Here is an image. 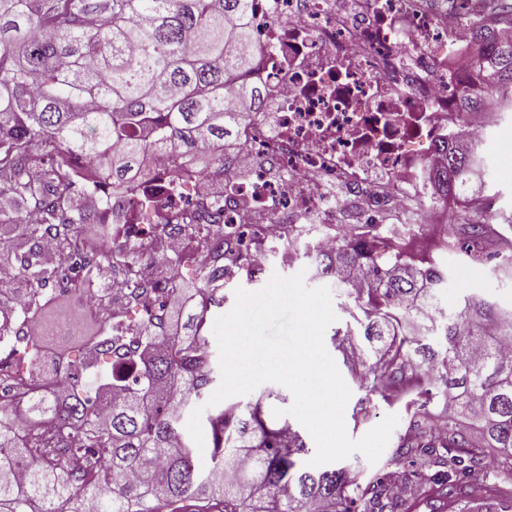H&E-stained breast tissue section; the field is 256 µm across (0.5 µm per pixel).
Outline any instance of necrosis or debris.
<instances>
[{
  "label": "necrosis or debris",
  "instance_id": "obj_1",
  "mask_svg": "<svg viewBox=\"0 0 512 512\" xmlns=\"http://www.w3.org/2000/svg\"><path fill=\"white\" fill-rule=\"evenodd\" d=\"M489 0H252L253 68L231 77L258 90L260 107L224 144V167L202 168L182 153L149 151L145 179L112 188L101 171L73 159L64 178L81 185L112 254L149 286L147 295L86 294V308L111 325L116 342L139 339L171 283L185 271L213 282L262 278L274 262L306 252L329 254L343 242L401 260L404 244L427 248L459 237L455 224H390L377 233L371 216L406 214L418 200L439 207L435 178L447 143L487 145L501 124L495 112H468L463 97L484 88L471 49V26L488 22ZM224 186L219 212H202L205 184ZM202 212L209 233L189 267L173 264L187 215ZM22 336L0 333V408L25 422L28 394H56L60 378L17 373Z\"/></svg>",
  "mask_w": 512,
  "mask_h": 512
}]
</instances>
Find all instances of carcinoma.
Returning a JSON list of instances; mask_svg holds the SVG:
<instances>
[{
	"label": "carcinoma",
	"instance_id": "cac0c4a2",
	"mask_svg": "<svg viewBox=\"0 0 512 512\" xmlns=\"http://www.w3.org/2000/svg\"><path fill=\"white\" fill-rule=\"evenodd\" d=\"M250 0H0V265L17 255L13 242L46 235L58 255L24 261L27 286L0 287V307L26 296L14 316L40 303L69 273L87 290L105 291L98 255L82 235L88 215L79 194L66 191L60 163L79 155L112 175V190L145 153L178 138L194 156L233 136L245 113L224 110V82L249 69L255 55L247 25ZM498 111L512 112V30L474 24ZM480 148L448 147L439 182L447 197L485 177ZM40 213L28 224L20 216ZM463 236L484 247L497 242L480 209L464 218ZM325 277L347 282L364 262L368 284L351 288L350 316L363 329L360 388L405 401L406 424L389 460L361 482L346 467L310 469L309 448L289 424L267 426L262 403L231 404L208 413L211 465L202 470L183 419L217 381L209 339L197 333L207 307L171 330V308L149 317L143 348L88 346L55 368L72 383L52 401L35 395L18 437L0 410V453L28 472L25 487L0 473V512H181L184 503L212 498L221 512H404L432 482L441 497L463 492L458 480L487 469L496 450L492 485L512 498V313L476 297L436 322L430 313L445 273L368 259L354 246L316 255ZM426 318L440 327L444 349L423 342L406 324ZM109 414L97 419L100 406ZM82 456L86 468L64 466Z\"/></svg>",
	"mask_w": 512,
	"mask_h": 512
}]
</instances>
